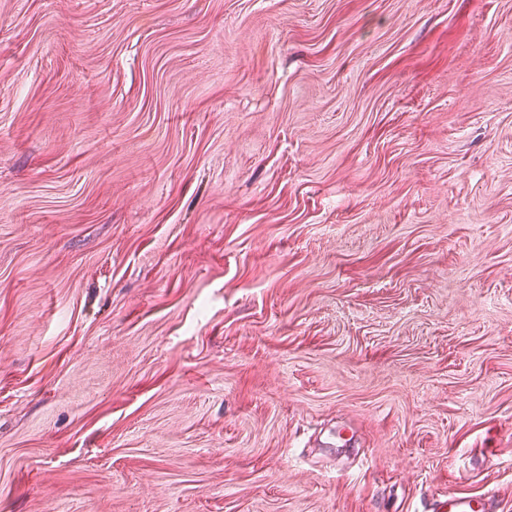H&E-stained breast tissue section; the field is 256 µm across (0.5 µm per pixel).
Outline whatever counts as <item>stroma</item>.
Here are the masks:
<instances>
[{
    "mask_svg": "<svg viewBox=\"0 0 512 512\" xmlns=\"http://www.w3.org/2000/svg\"><path fill=\"white\" fill-rule=\"evenodd\" d=\"M512 512V0H0V512ZM492 496L476 498L465 492H451L444 498H438L434 512H489L494 508Z\"/></svg>",
    "mask_w": 512,
    "mask_h": 512,
    "instance_id": "35a3bbf8",
    "label": "stroma"
}]
</instances>
